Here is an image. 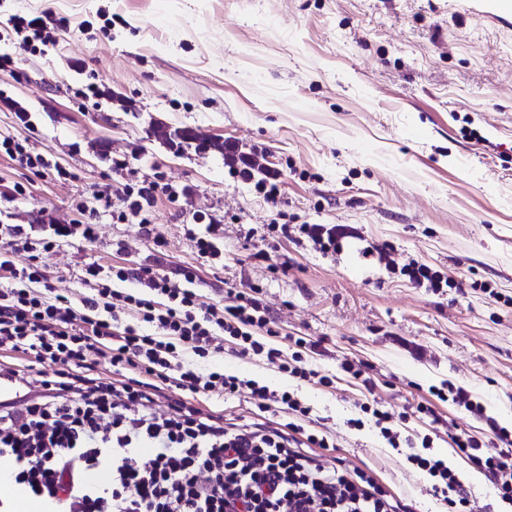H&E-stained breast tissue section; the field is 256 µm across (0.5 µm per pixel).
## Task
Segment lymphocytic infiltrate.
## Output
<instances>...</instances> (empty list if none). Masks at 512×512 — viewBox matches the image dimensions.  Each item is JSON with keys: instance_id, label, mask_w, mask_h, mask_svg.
Returning <instances> with one entry per match:
<instances>
[{"instance_id": "obj_1", "label": "lymphocytic infiltrate", "mask_w": 512, "mask_h": 512, "mask_svg": "<svg viewBox=\"0 0 512 512\" xmlns=\"http://www.w3.org/2000/svg\"><path fill=\"white\" fill-rule=\"evenodd\" d=\"M160 195L178 198L170 185L143 181L104 190L100 199L123 201L113 221L135 217L146 226ZM78 211L68 224L42 214L48 241L37 238L33 224L0 227L12 252L28 254L20 268L0 256V350L56 366L41 397H0V457L11 462L4 478L14 490L0 496V512H16L20 495L43 502L45 512H410L372 476L339 469L321 455L328 440L307 433L311 409L295 393L196 367V360L222 352L221 331L238 354L264 356L295 378L314 377L301 353L288 358L259 340L269 324L261 298L240 292L231 304L206 305L190 287V272L151 267L113 269V278L139 286L119 292L98 287L99 264L86 268L91 290L79 304L41 292L48 276L39 252L98 237L97 210ZM126 310L140 316L142 328L121 324ZM103 362L116 372L130 370V377L111 379L99 368ZM243 388L260 410L287 413L291 422L237 425L189 401ZM360 409L354 427L372 423L390 448L406 449L445 512H474L458 472L431 453L430 436L402 433L390 410L369 403ZM493 434L500 443L493 450L465 433L453 442L489 477L501 505L512 508V430L497 426ZM91 471L108 478L87 483Z\"/></svg>"}]
</instances>
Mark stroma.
<instances>
[{
	"mask_svg": "<svg viewBox=\"0 0 512 512\" xmlns=\"http://www.w3.org/2000/svg\"><path fill=\"white\" fill-rule=\"evenodd\" d=\"M66 18L46 53L16 46L11 13ZM0 136L72 172L36 176L0 155L1 224L40 210L58 223L98 206L128 179L181 189L158 197L151 226L116 224L100 209L96 243H62L41 258L56 292L79 300L88 264L188 268L201 302L259 289L272 319L268 346L302 354L330 382L288 377L258 356L224 352L226 372L295 390L313 409L341 465L373 476L414 512H439L405 455L371 426L361 402L405 413L413 435L463 477L477 506L498 512L486 476L459 456L460 429L482 441L512 428V15L498 0H0ZM97 95L85 96L87 84ZM191 129L255 152L276 172L277 202L233 176L215 149L180 150L150 126ZM126 159L130 172L112 167ZM219 224L218 257L199 256L185 229ZM343 226L336 254L304 239L273 238V224ZM164 248H157L156 238ZM391 245L456 285L434 294L388 270L371 245ZM267 257H260V250ZM352 363L354 378L342 369ZM452 382L485 409L470 416L430 389ZM431 406L429 424L417 411Z\"/></svg>",
	"mask_w": 512,
	"mask_h": 512,
	"instance_id": "stroma-1",
	"label": "stroma"
}]
</instances>
